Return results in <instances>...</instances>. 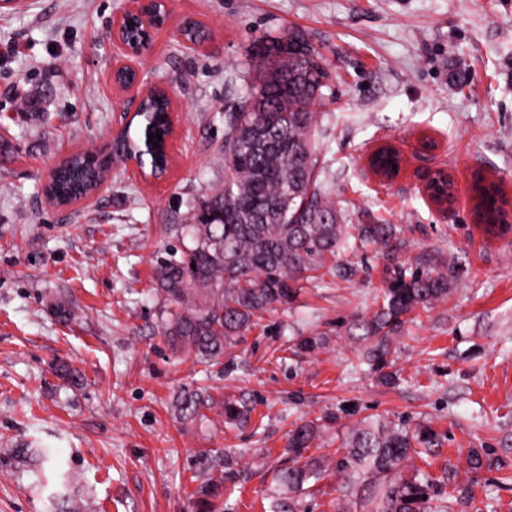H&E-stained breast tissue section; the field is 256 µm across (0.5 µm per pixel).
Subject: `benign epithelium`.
<instances>
[{
	"label": "benign epithelium",
	"instance_id": "benign-epithelium-1",
	"mask_svg": "<svg viewBox=\"0 0 512 512\" xmlns=\"http://www.w3.org/2000/svg\"><path fill=\"white\" fill-rule=\"evenodd\" d=\"M174 11V0H128L127 7L113 19L112 44L115 50L111 80L113 87L126 92H134L138 101L156 94L167 102L169 132H174V112L177 107L162 87L144 81L139 60L150 50L154 34L167 26ZM137 18L143 28L144 39L136 44L122 36L125 24ZM368 168L373 175L384 182L394 181L406 164V157L391 143H383L372 150L367 158ZM397 168H392V165ZM450 177L443 172L431 175L424 191L430 201L442 210L456 200V188L448 185Z\"/></svg>",
	"mask_w": 512,
	"mask_h": 512
}]
</instances>
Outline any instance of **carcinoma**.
<instances>
[{
    "mask_svg": "<svg viewBox=\"0 0 512 512\" xmlns=\"http://www.w3.org/2000/svg\"><path fill=\"white\" fill-rule=\"evenodd\" d=\"M251 80H243L238 107L224 113V187L208 195L191 224L170 229L186 233L180 253L156 259L153 282L168 303L164 337L173 348L193 352L202 364L224 355L262 315L288 305L318 271L346 252L367 244L386 245L391 224H343L330 188L320 180L312 106L322 95L328 73L319 53L298 31L272 42ZM165 100L148 99L139 116L146 130L166 133ZM103 178L100 163L85 157L60 164L50 190L69 200L94 190ZM495 190L478 203L492 229L501 208ZM456 264L421 260L392 269L372 315L352 324L354 339L365 344V359L377 371L389 365L392 334L408 314L448 297ZM224 422L247 421L251 409L233 396L216 399L185 387L176 397L180 419L193 423L214 407ZM322 424L294 423L288 432L292 465L279 469L263 512H304L303 498L326 472L324 460L307 455ZM438 443L429 425L410 428L391 420L367 422L355 430L337 466L350 470L353 494L342 512H449L448 501L431 504L433 479L420 478L413 460ZM240 456L224 452L211 477L198 486L200 512H217L224 485L236 481ZM466 465L477 473L495 465L489 453L469 449Z\"/></svg>",
    "mask_w": 512,
    "mask_h": 512,
    "instance_id": "cac0c4a2",
    "label": "carcinoma"
}]
</instances>
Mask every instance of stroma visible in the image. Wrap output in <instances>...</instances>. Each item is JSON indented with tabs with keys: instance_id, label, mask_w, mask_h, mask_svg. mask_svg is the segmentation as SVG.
<instances>
[{
	"instance_id": "stroma-1",
	"label": "stroma",
	"mask_w": 512,
	"mask_h": 512,
	"mask_svg": "<svg viewBox=\"0 0 512 512\" xmlns=\"http://www.w3.org/2000/svg\"><path fill=\"white\" fill-rule=\"evenodd\" d=\"M127 0H27L0 11V512H199L194 491L215 456L242 455L221 497L229 512H262L277 469L288 466L292 423L331 416L309 453L333 473L307 512L349 497L336 469L366 420L426 423L442 435L431 476L487 449L494 467L452 477L451 512H512V232L486 233L474 176L512 198V0H176L140 68L177 105L173 166L162 182L111 168L90 202L50 206L47 172L78 150L102 149L121 127L147 134L132 94L109 79L112 20ZM211 39L182 44L185 20ZM302 30L329 73L314 110L325 180L348 224H391L390 246L343 254L350 279L324 272L285 309L264 315L210 366L169 348L167 304L152 283L157 257L180 250L167 225L224 183V115L263 45ZM436 148L419 149L420 139ZM389 142L407 157L392 183L369 172ZM443 168L458 186L438 210L424 193ZM430 257L462 265L445 300L409 315L385 382L362 362L349 332L372 314L388 272ZM69 304V316L53 307ZM326 348L299 355L297 337ZM235 395L252 410L237 427L224 412L186 424L182 387ZM42 448L53 457L39 456Z\"/></svg>"
}]
</instances>
